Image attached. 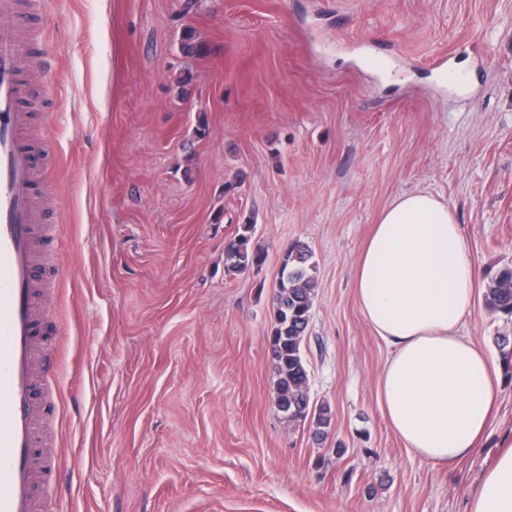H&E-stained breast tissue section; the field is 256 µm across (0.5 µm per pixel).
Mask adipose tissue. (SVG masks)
Returning <instances> with one entry per match:
<instances>
[{"mask_svg": "<svg viewBox=\"0 0 512 512\" xmlns=\"http://www.w3.org/2000/svg\"><path fill=\"white\" fill-rule=\"evenodd\" d=\"M477 277L454 212L425 192L382 210L354 272L358 307L389 348L381 412L408 451L443 469L478 450L499 382L464 334ZM466 512H512V440L483 471Z\"/></svg>", "mask_w": 512, "mask_h": 512, "instance_id": "ef3b65f1", "label": "adipose tissue"}]
</instances>
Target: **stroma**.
I'll list each match as a JSON object with an SVG mask.
<instances>
[{
	"mask_svg": "<svg viewBox=\"0 0 512 512\" xmlns=\"http://www.w3.org/2000/svg\"><path fill=\"white\" fill-rule=\"evenodd\" d=\"M182 4L30 14L22 70L59 227L48 512H464L512 435L496 342L512 321L484 300L512 265V0H197L188 18ZM188 22L208 57L180 54ZM414 190L462 227L479 272L466 333L501 367L488 441L449 470L384 419L388 350L353 293L379 213ZM246 220L263 261L230 273L224 246ZM295 241L316 266L304 356L310 401L329 409L320 435L274 399L272 300Z\"/></svg>",
	"mask_w": 512,
	"mask_h": 512,
	"instance_id": "1",
	"label": "stroma"
}]
</instances>
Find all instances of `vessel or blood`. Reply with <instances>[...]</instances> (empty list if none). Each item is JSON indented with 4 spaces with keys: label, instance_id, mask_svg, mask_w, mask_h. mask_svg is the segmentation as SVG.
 <instances>
[{
    "label": "vessel or blood",
    "instance_id": "1",
    "mask_svg": "<svg viewBox=\"0 0 512 512\" xmlns=\"http://www.w3.org/2000/svg\"><path fill=\"white\" fill-rule=\"evenodd\" d=\"M35 37L12 0H0V512H44L39 489L56 454L36 389L56 379L53 352L40 349L49 316L40 300L51 284L38 275L37 255L57 228L36 209L38 145L20 104L21 60Z\"/></svg>",
    "mask_w": 512,
    "mask_h": 512
}]
</instances>
